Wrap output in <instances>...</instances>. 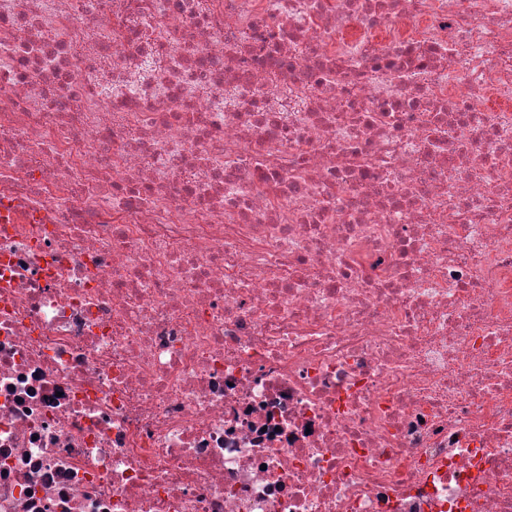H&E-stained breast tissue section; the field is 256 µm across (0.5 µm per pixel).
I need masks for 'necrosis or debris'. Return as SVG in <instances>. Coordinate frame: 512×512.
Instances as JSON below:
<instances>
[{
	"mask_svg": "<svg viewBox=\"0 0 512 512\" xmlns=\"http://www.w3.org/2000/svg\"><path fill=\"white\" fill-rule=\"evenodd\" d=\"M0 512H512V0H0Z\"/></svg>",
	"mask_w": 512,
	"mask_h": 512,
	"instance_id": "4bbe7bcc",
	"label": "necrosis or debris"
}]
</instances>
